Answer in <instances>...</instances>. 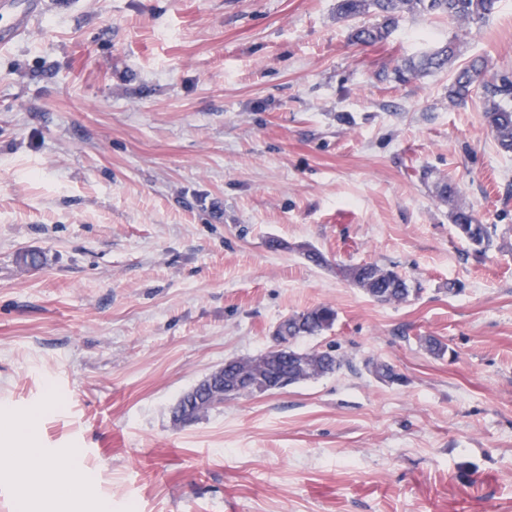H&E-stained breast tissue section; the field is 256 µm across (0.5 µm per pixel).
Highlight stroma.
I'll use <instances>...</instances> for the list:
<instances>
[{"label":"stroma","mask_w":512,"mask_h":512,"mask_svg":"<svg viewBox=\"0 0 512 512\" xmlns=\"http://www.w3.org/2000/svg\"><path fill=\"white\" fill-rule=\"evenodd\" d=\"M45 2L0 50V404L54 394L32 445L62 470L78 449L77 512H512V154L479 96L448 99L472 59L512 77V0L368 46L336 0ZM451 40L447 69L398 80ZM457 205L495 225L487 252ZM365 262L414 294L337 272ZM320 305L333 327L298 346L347 367L174 423ZM450 217L458 235L474 246L477 251L493 245L495 225L481 224L465 207H455ZM352 280L371 298L383 304L405 302L414 288L410 282L390 267L377 263L349 266Z\"/></svg>","instance_id":"1"}]
</instances>
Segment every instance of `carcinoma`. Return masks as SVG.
<instances>
[{"label": "carcinoma", "mask_w": 512, "mask_h": 512, "mask_svg": "<svg viewBox=\"0 0 512 512\" xmlns=\"http://www.w3.org/2000/svg\"><path fill=\"white\" fill-rule=\"evenodd\" d=\"M500 0H337L336 14L344 20H359L374 14L380 22L373 25H356L352 38L362 44L385 40L403 14L446 16L450 19L478 22L495 12ZM456 44L452 41L417 58L407 60L399 69V78L417 77L441 72L455 58ZM480 91L486 103L485 119L498 146L505 153H512V79L485 78V63L473 59L461 68L448 89V99L453 103L466 101L475 91ZM451 220L458 235L481 251L493 245L495 225L482 224L465 207L451 211ZM352 280L375 301L383 304L405 302L413 292L410 282L390 267L377 263L350 266ZM336 320V311L329 305H321L299 314L282 318V332L288 336V352L276 355L272 352L254 358L229 361L228 374L247 376L253 381V394L274 391L273 384L283 380L289 385L334 374L343 366H351L330 351L300 350L299 339L317 336L328 330ZM370 374L383 383H397L402 377L394 367L385 362L370 360L366 363Z\"/></svg>", "instance_id": "carcinoma-1"}]
</instances>
